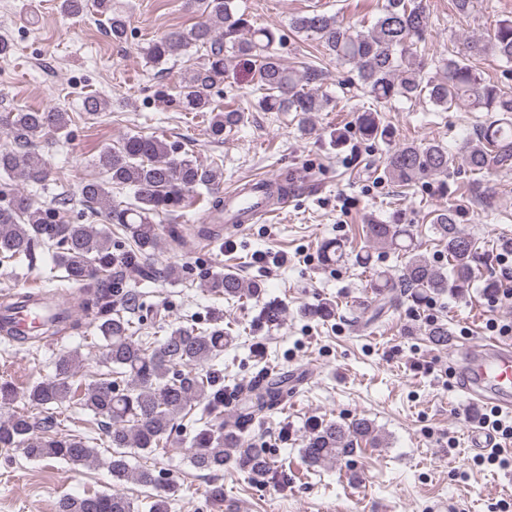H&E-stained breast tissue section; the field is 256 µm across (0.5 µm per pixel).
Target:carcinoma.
<instances>
[{"label": "carcinoma", "instance_id": "1", "mask_svg": "<svg viewBox=\"0 0 512 512\" xmlns=\"http://www.w3.org/2000/svg\"><path fill=\"white\" fill-rule=\"evenodd\" d=\"M97 12L108 16L112 41L127 38L128 20L112 8V0H93ZM203 20L189 29L163 33L145 49L155 67L166 64L178 52L189 47L205 50V61L184 73L179 102L189 112L210 114L209 134L217 139L237 126L242 113L237 109L216 110L210 90L228 78L240 57L253 60L259 90L258 108L264 112H297L300 129L309 131V120L331 102L321 92L323 71L314 64L285 66L277 47L283 36L272 27H254L240 13L234 0H187ZM429 15L422 0H384L378 17L367 31L352 32L334 15L314 12L290 19V29L317 42L324 55L340 64H349L355 72L354 86L376 99L395 97L426 99L443 112L453 106H465L471 112H485L488 121L477 129L461 156L448 146L432 141L405 143L387 157L384 176L394 183L410 186L432 176H446L458 164L472 173L512 170V87L485 81L472 60L494 55L512 64V18L496 23L488 38H472L467 54L448 55L437 60L435 75L425 72L426 63L418 57L425 51ZM70 115L19 109L0 118V126L12 137L14 146L0 150V177L18 179L46 187L52 171L36 149L35 141L45 134L67 135ZM355 132L370 145L390 139V130L378 115L364 112L355 122ZM105 178L83 183V202L101 215L103 223L119 224L128 244L121 254L113 251L112 230L95 224H69L65 220L69 198L59 193L52 204L43 206L18 192L0 207V260L33 262L36 250H53L54 267L65 272L69 300L90 323L100 341L102 360L115 381H76L81 363L77 352L60 355L51 376L19 388L0 382V409L8 408L0 420V448H19L29 460L60 459L71 464H94L96 448L83 437L70 435H34L35 429L56 426L53 417L39 422L31 410L61 406L65 403L107 419V437L112 454L105 461L112 479H131L143 487L160 486L150 468L130 466V450L152 454L167 446L168 436L178 420L193 414L203 405L205 415H224V388L213 375L198 371L199 366L218 359L224 351V329H201L193 324L178 325L156 342L138 335L135 317L140 312L139 293L120 292L127 267H138L150 278L169 280L178 277L173 265H151L162 235H168L178 248L189 239L175 226L154 222L156 216H174L193 206L197 188L207 191L209 210L224 211L220 196L223 172L197 164L174 143L154 136L127 135L113 147L104 148L97 160ZM129 188L133 201L112 205L111 187ZM458 204L450 202L432 219L431 229L445 247L448 267L432 263L419 253L413 234L403 224H370L368 241L379 248L398 249L406 255L402 274L394 277L385 271L376 274L374 288L383 304H394L406 297L417 305L435 295L451 291L466 293L474 280V264L488 261L479 251L477 240L458 225ZM323 264L342 261L337 242L321 246ZM207 290L227 300L253 296L257 288L228 271L203 283ZM35 300L32 293H17L0 300V310L10 312ZM71 319L65 309L47 316L40 334L54 336ZM288 374L269 372L237 391L238 408L224 431L205 427L193 437L190 462L199 470L220 471L234 464L252 473L273 471L266 452L241 443L239 431L262 418L267 411L288 398ZM22 400L28 410L16 411ZM381 443L374 427L365 419L346 426L335 421L316 422L300 458L314 467L352 452L358 441ZM57 512H134L133 503L119 492L89 493L83 497L64 496Z\"/></svg>", "mask_w": 512, "mask_h": 512}]
</instances>
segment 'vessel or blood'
I'll return each instance as SVG.
<instances>
[{
  "label": "vessel or blood",
  "mask_w": 512,
  "mask_h": 512,
  "mask_svg": "<svg viewBox=\"0 0 512 512\" xmlns=\"http://www.w3.org/2000/svg\"><path fill=\"white\" fill-rule=\"evenodd\" d=\"M268 182L250 180L248 189H234L224 196L225 232H242L269 214ZM458 390L481 408L492 404L512 407V339L483 338L465 344L462 360L455 366Z\"/></svg>",
  "instance_id": "vessel-or-blood-1"
}]
</instances>
